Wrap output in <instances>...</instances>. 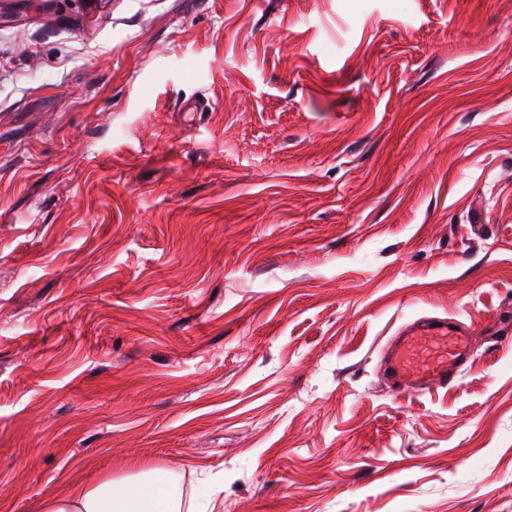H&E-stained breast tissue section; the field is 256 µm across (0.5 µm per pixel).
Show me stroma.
<instances>
[{"instance_id": "stroma-1", "label": "stroma", "mask_w": 512, "mask_h": 512, "mask_svg": "<svg viewBox=\"0 0 512 512\" xmlns=\"http://www.w3.org/2000/svg\"><path fill=\"white\" fill-rule=\"evenodd\" d=\"M509 315L512 0H0V512H512ZM469 336L443 319H427L395 336L385 354L384 373L396 395L448 389L470 360ZM175 481L162 469L138 472L131 478H102L78 486L65 499H49L41 512H188L206 511L186 503Z\"/></svg>"}]
</instances>
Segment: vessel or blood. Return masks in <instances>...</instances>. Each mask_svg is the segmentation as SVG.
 I'll list each match as a JSON object with an SVG mask.
<instances>
[{"instance_id":"b4317fda","label":"vessel or blood","mask_w":512,"mask_h":512,"mask_svg":"<svg viewBox=\"0 0 512 512\" xmlns=\"http://www.w3.org/2000/svg\"><path fill=\"white\" fill-rule=\"evenodd\" d=\"M469 360L464 330L443 319H427L394 337L385 354L384 373L394 394L423 395L453 386Z\"/></svg>"}]
</instances>
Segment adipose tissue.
Here are the masks:
<instances>
[{
	"mask_svg": "<svg viewBox=\"0 0 512 512\" xmlns=\"http://www.w3.org/2000/svg\"><path fill=\"white\" fill-rule=\"evenodd\" d=\"M187 508L174 479L155 468L130 478L106 477L78 486L67 498L45 501L42 512H186Z\"/></svg>",
	"mask_w": 512,
	"mask_h": 512,
	"instance_id": "obj_1",
	"label": "adipose tissue"
}]
</instances>
